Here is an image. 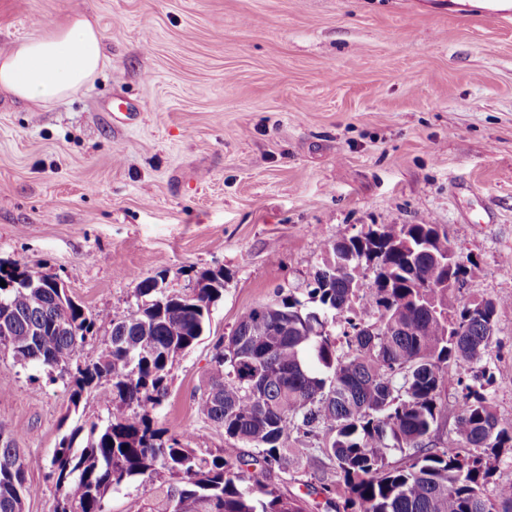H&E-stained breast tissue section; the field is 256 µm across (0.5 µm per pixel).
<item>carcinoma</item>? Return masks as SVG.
I'll list each match as a JSON object with an SVG mask.
<instances>
[{
    "label": "carcinoma",
    "mask_w": 512,
    "mask_h": 512,
    "mask_svg": "<svg viewBox=\"0 0 512 512\" xmlns=\"http://www.w3.org/2000/svg\"><path fill=\"white\" fill-rule=\"evenodd\" d=\"M333 260L316 270L307 299L340 319L348 353H339L328 320L278 288L244 311L216 348L197 412L257 454L226 448L209 458L182 440L162 439L147 410L162 406L175 361L211 328L224 292V270L201 273L193 295L171 294L163 277L138 282L137 307L92 313L56 277L13 261L0 264V353L35 364L50 381L65 377L70 403L104 387L107 419L76 426L49 462L53 512H110L109 496L139 478L166 473L158 512H307V502L261 482L246 468L282 469L293 432L329 435L338 479L320 483L332 512H512V483L485 494L499 448L512 447V420L499 417L477 369L494 343L498 304L455 306L454 283L477 263L448 258L435 224H382L330 245ZM369 296L359 297L365 271ZM100 341L96 360L79 350ZM471 370L472 382L458 377ZM462 387V410L448 443L433 446L447 382ZM85 444L76 446L80 434ZM415 450L392 466L394 450ZM462 448L473 452L464 455ZM35 462L0 434V512H23Z\"/></svg>",
    "instance_id": "cac0c4a2"
}]
</instances>
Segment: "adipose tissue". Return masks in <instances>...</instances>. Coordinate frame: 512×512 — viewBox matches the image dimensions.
<instances>
[{
  "instance_id": "ef3b65f1",
  "label": "adipose tissue",
  "mask_w": 512,
  "mask_h": 512,
  "mask_svg": "<svg viewBox=\"0 0 512 512\" xmlns=\"http://www.w3.org/2000/svg\"><path fill=\"white\" fill-rule=\"evenodd\" d=\"M106 62L97 23L79 12L0 55V91L44 107L90 86Z\"/></svg>"
}]
</instances>
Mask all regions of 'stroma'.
<instances>
[{
	"label": "stroma",
	"mask_w": 512,
	"mask_h": 512,
	"mask_svg": "<svg viewBox=\"0 0 512 512\" xmlns=\"http://www.w3.org/2000/svg\"><path fill=\"white\" fill-rule=\"evenodd\" d=\"M110 59L33 108L0 92V260L61 278L93 312L162 276L187 292L223 269L209 333L176 361L155 425L202 453L231 442L196 403L215 347L275 289L304 288L340 235L434 224L479 269L455 304L497 301L484 393L512 419V14L458 0H0V54L74 12ZM0 354V432L35 460L24 512H52L42 461L108 416ZM326 435L292 434L266 482L326 512Z\"/></svg>",
	"instance_id": "35a3bbf8"
}]
</instances>
